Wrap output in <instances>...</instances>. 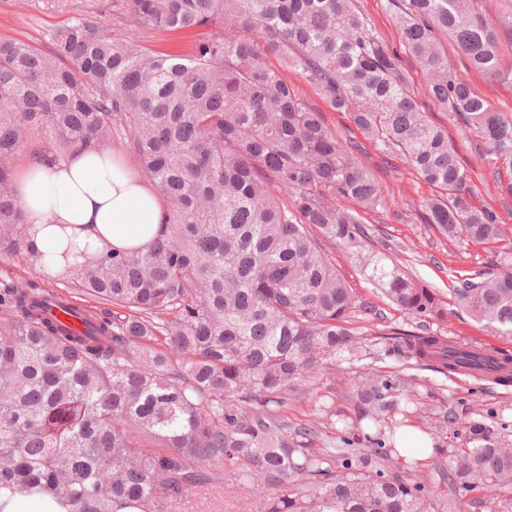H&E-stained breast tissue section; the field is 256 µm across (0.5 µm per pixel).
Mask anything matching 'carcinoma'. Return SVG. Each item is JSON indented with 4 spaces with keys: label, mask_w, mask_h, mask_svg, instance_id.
Returning <instances> with one entry per match:
<instances>
[{
    "label": "carcinoma",
    "mask_w": 512,
    "mask_h": 512,
    "mask_svg": "<svg viewBox=\"0 0 512 512\" xmlns=\"http://www.w3.org/2000/svg\"><path fill=\"white\" fill-rule=\"evenodd\" d=\"M388 3L434 101L464 120L489 162L512 165V118L475 94L438 45L446 33L474 70L499 73L512 6L494 24L482 0ZM109 10L118 26L97 13L74 17L48 51L0 40V253L35 268L45 257L13 186L15 159L39 127L55 141V163L125 132L166 201L165 219L145 251L83 255L51 278L61 291L0 286V485L48 494L67 512H164L226 465L273 489L263 512H464V492L511 489L512 452L473 420L456 457L432 448L453 492L438 495L421 460L396 448L417 413L397 378L352 384L341 432L364 433L371 448H320L316 427L292 429L284 417L288 395L337 357L363 353L345 327L363 304L325 242L418 320L421 334L394 330L385 351L512 382L511 355L459 351L430 334L446 314L435 290L371 248L359 215L335 204L345 197L374 210L383 190L296 94L288 70L438 189L425 206L435 231L486 244L501 237L473 203L455 144L355 0H111ZM121 25L208 33L184 54L164 53ZM453 293L471 318L512 339V264L478 271Z\"/></svg>",
    "instance_id": "1"
}]
</instances>
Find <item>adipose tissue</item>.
Returning <instances> with one entry per match:
<instances>
[{
	"label": "adipose tissue",
	"mask_w": 512,
	"mask_h": 512,
	"mask_svg": "<svg viewBox=\"0 0 512 512\" xmlns=\"http://www.w3.org/2000/svg\"><path fill=\"white\" fill-rule=\"evenodd\" d=\"M27 234L45 254L44 269L58 275L68 244L94 253L149 246L163 222L164 202L117 151L78 147L64 162L29 157L14 177Z\"/></svg>",
	"instance_id": "adipose-tissue-1"
}]
</instances>
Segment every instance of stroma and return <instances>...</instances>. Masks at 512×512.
<instances>
[{
    "label": "stroma",
    "mask_w": 512,
    "mask_h": 512,
    "mask_svg": "<svg viewBox=\"0 0 512 512\" xmlns=\"http://www.w3.org/2000/svg\"><path fill=\"white\" fill-rule=\"evenodd\" d=\"M109 0H0V38L21 39L48 50L51 36L71 18L103 11ZM359 10L389 49L400 51V67L413 89L423 111L429 112L436 124L444 127L456 144L468 171L470 186L477 202L495 214L505 238L512 239V168L492 165L482 157L476 135L452 113L441 109L428 95L427 79L408 54L402 53L400 35L387 0H356ZM449 64L470 83L476 94L485 98L499 112L512 116V80L504 72L512 70V37L502 36L499 53L500 75L485 74L470 68L455 42L441 37ZM296 93L323 112L327 125L344 142L360 143L359 157L364 167L382 187L385 200L374 211H360L363 224L372 230L374 250L393 257L414 278L435 288L445 301L448 315L432 325L434 333L454 338L464 344H491L512 355V340L490 335L460 308L453 290L462 279L478 270H491L500 264L505 246L451 241L425 224L424 203L432 197V186L417 178L415 172L395 153H386L366 140L350 121L347 113L338 112L316 89L296 74H288ZM325 251L337 269L346 277L363 302L349 326L363 344L373 352L362 359L342 360L323 369L312 386L293 392L288 402L291 426L306 423L318 425L322 431L320 447H343L341 433L336 432L317 415L318 403L333 400L337 410L349 411L346 399L351 382L362 372L388 378L403 377L416 393L421 413L412 422L427 432L437 447L455 453L463 440V426L478 420L488 426L504 427L505 440L512 445V383L500 384L468 374L440 373L427 366H416L404 358L388 355L379 346L381 334L392 329L411 332L415 323L368 283L348 252L334 245ZM267 486L247 483L236 468L228 466L219 474L218 488H195L182 499L167 503L166 512H256L268 495Z\"/></svg>",
    "instance_id": "stroma-1"
}]
</instances>
